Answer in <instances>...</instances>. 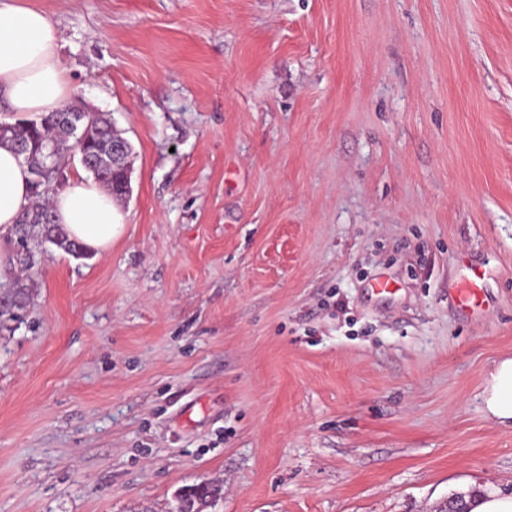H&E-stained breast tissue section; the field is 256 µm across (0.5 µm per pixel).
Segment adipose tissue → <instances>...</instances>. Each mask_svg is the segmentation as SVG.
Wrapping results in <instances>:
<instances>
[{
	"label": "adipose tissue",
	"instance_id": "adipose-tissue-1",
	"mask_svg": "<svg viewBox=\"0 0 512 512\" xmlns=\"http://www.w3.org/2000/svg\"><path fill=\"white\" fill-rule=\"evenodd\" d=\"M59 31L42 9L21 0H0V103L7 111L47 114L59 111L69 84L59 54ZM31 175L9 148L0 146V228L16 224L30 204ZM57 223L71 239L103 256L122 227L111 194L86 176L71 178L51 195ZM487 417L512 427V357L495 361L484 388Z\"/></svg>",
	"mask_w": 512,
	"mask_h": 512
}]
</instances>
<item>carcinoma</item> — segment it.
Listing matches in <instances>:
<instances>
[{
    "label": "carcinoma",
    "mask_w": 512,
    "mask_h": 512,
    "mask_svg": "<svg viewBox=\"0 0 512 512\" xmlns=\"http://www.w3.org/2000/svg\"><path fill=\"white\" fill-rule=\"evenodd\" d=\"M67 113L53 112L41 118L40 121L24 125L22 123L4 124L0 129V146H8L17 151L20 145H25L27 154L23 158L32 175H41V181H32L34 203L23 213L20 220L12 227L16 236L19 250L16 252V262L23 269H31L37 263L36 255L28 247V239L32 231L40 233V238L52 242L54 238L67 235L65 228L55 223L49 197L58 181L59 160L62 155L74 150L71 140L66 137L64 122ZM86 122L91 124L89 143L86 145V155L97 156L100 167L92 175L107 190L121 194L123 175L112 170L108 163V153L112 145V123L92 112L85 113ZM4 303L0 305V325L15 319L17 313L24 309L29 302V291L21 280H16L13 287L3 294ZM189 497L192 506L206 508L218 495V488L210 482H201L191 486Z\"/></svg>",
    "instance_id": "cac0c4a2"
}]
</instances>
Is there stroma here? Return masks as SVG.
<instances>
[{
    "label": "stroma",
    "instance_id": "obj_1",
    "mask_svg": "<svg viewBox=\"0 0 512 512\" xmlns=\"http://www.w3.org/2000/svg\"><path fill=\"white\" fill-rule=\"evenodd\" d=\"M35 2L132 192L108 255L0 269V512L511 494L512 0ZM4 303L0 305V325L14 320L17 313L23 310L29 302V291L20 279H17L13 287L3 294ZM484 411L487 417L512 428V357L494 362L485 382Z\"/></svg>",
    "mask_w": 512,
    "mask_h": 512
}]
</instances>
